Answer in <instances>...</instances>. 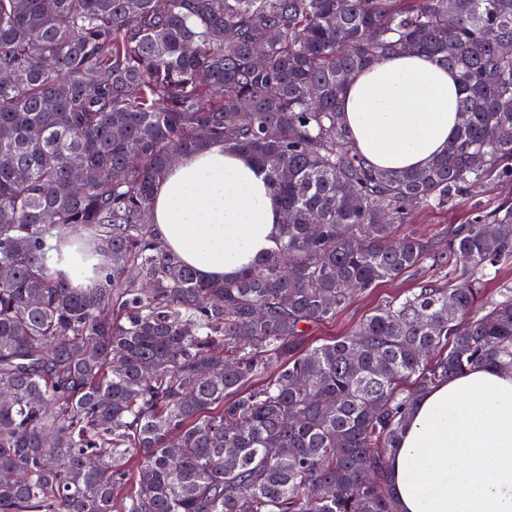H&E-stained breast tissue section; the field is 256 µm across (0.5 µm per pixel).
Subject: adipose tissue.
<instances>
[{"mask_svg":"<svg viewBox=\"0 0 512 512\" xmlns=\"http://www.w3.org/2000/svg\"><path fill=\"white\" fill-rule=\"evenodd\" d=\"M460 94L453 72L404 53L357 72L341 110L371 164L422 169L453 137ZM283 218L257 166L214 145L169 169L150 210L161 239L210 281L270 251ZM387 477L401 512H512V371L475 367L422 397Z\"/></svg>","mask_w":512,"mask_h":512,"instance_id":"adipose-tissue-1","label":"adipose tissue"}]
</instances>
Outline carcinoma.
<instances>
[{
  "mask_svg": "<svg viewBox=\"0 0 512 512\" xmlns=\"http://www.w3.org/2000/svg\"><path fill=\"white\" fill-rule=\"evenodd\" d=\"M505 42L512 0H0V512H399L386 473L413 405L512 370V289L478 309L512 206L446 252L397 236L512 181ZM404 52L455 72L460 122L428 167L379 169L339 99ZM215 144L288 222L204 281L148 214L174 160ZM74 227L101 257L85 288L48 265ZM447 266L462 280L308 342L353 294Z\"/></svg>",
  "mask_w": 512,
  "mask_h": 512,
  "instance_id": "obj_1",
  "label": "carcinoma"
}]
</instances>
